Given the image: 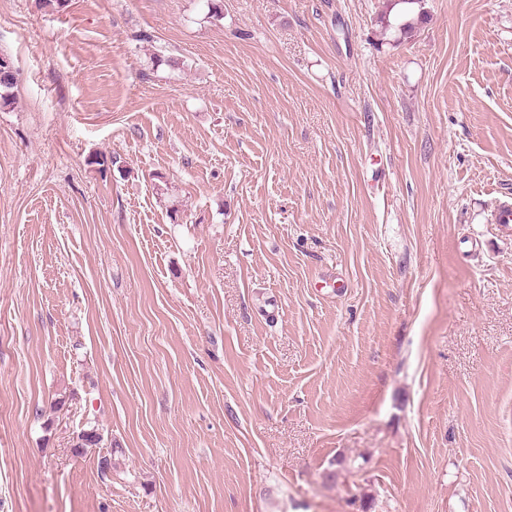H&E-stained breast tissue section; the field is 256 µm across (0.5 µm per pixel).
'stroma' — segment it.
<instances>
[{
  "label": "stroma",
  "instance_id": "obj_1",
  "mask_svg": "<svg viewBox=\"0 0 512 512\" xmlns=\"http://www.w3.org/2000/svg\"><path fill=\"white\" fill-rule=\"evenodd\" d=\"M385 6L0 0V512H512V0ZM387 6L386 11L384 12V15H382L381 23L384 26V33H386L390 29H394L395 32L399 35L398 39L403 38H411L413 36V33L416 29V24L418 22H423L424 13L422 11V5L420 0H387ZM400 5V16L398 18L400 19L399 23L392 24L390 21V13L392 12L393 8L395 6ZM417 11V12H416ZM389 12V13H388ZM416 12V15L410 19H407V17L411 14ZM0 77L2 79L17 78L10 59L0 58ZM2 79H0V110L9 108L14 104L13 89L16 85V82L4 81Z\"/></svg>",
  "mask_w": 512,
  "mask_h": 512
}]
</instances>
